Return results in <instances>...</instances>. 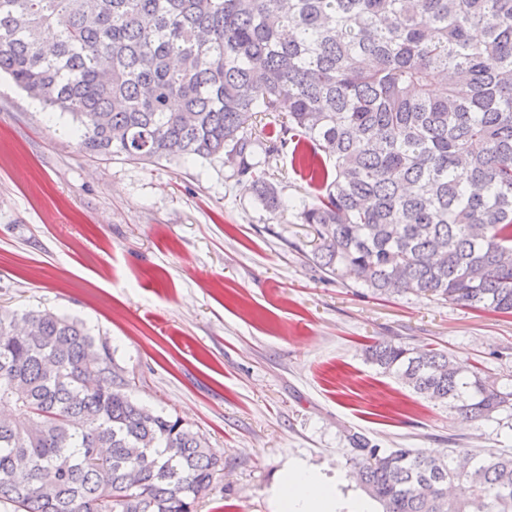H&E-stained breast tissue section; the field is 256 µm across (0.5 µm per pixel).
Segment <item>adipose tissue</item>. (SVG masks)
<instances>
[{
	"label": "adipose tissue",
	"mask_w": 512,
	"mask_h": 512,
	"mask_svg": "<svg viewBox=\"0 0 512 512\" xmlns=\"http://www.w3.org/2000/svg\"><path fill=\"white\" fill-rule=\"evenodd\" d=\"M273 512H337L336 481L295 464L288 466L271 490Z\"/></svg>",
	"instance_id": "obj_1"
}]
</instances>
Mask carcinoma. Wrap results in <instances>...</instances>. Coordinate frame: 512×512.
<instances>
[{
	"mask_svg": "<svg viewBox=\"0 0 512 512\" xmlns=\"http://www.w3.org/2000/svg\"><path fill=\"white\" fill-rule=\"evenodd\" d=\"M0 72L69 114L87 155L223 157L271 210L248 126L279 112L266 142L333 161L299 211L324 274L512 314V0H0ZM367 360L473 420L512 411V387L444 351ZM3 375L7 512H195L224 469L78 319L1 310ZM349 443L382 512H512V454Z\"/></svg>",
	"mask_w": 512,
	"mask_h": 512,
	"instance_id": "obj_1",
	"label": "carcinoma"
}]
</instances>
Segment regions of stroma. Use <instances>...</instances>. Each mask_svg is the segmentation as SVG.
<instances>
[{
    "mask_svg": "<svg viewBox=\"0 0 512 512\" xmlns=\"http://www.w3.org/2000/svg\"><path fill=\"white\" fill-rule=\"evenodd\" d=\"M293 148L263 165L285 202L273 212L220 159L89 157L69 115L0 78V310L81 319L140 403L205 439L224 468L196 512H271L291 464L365 499L355 431L382 449L512 452V414L462 419L364 356L435 348L512 386V315L323 274Z\"/></svg>",
    "mask_w": 512,
    "mask_h": 512,
    "instance_id": "35a3bbf8",
    "label": "stroma"
}]
</instances>
